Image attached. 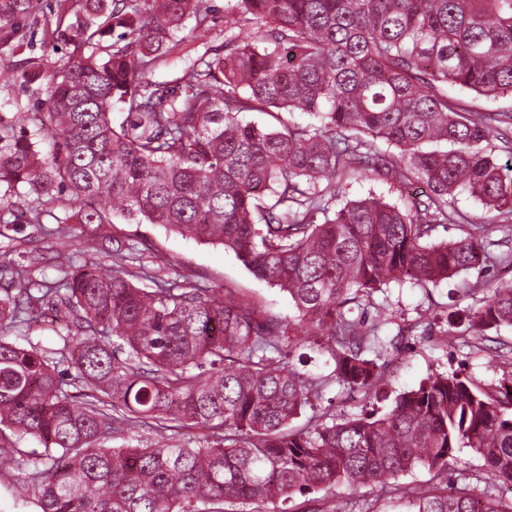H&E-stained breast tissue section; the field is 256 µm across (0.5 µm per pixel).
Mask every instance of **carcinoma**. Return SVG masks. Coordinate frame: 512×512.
<instances>
[{
  "instance_id": "carcinoma-1",
  "label": "carcinoma",
  "mask_w": 512,
  "mask_h": 512,
  "mask_svg": "<svg viewBox=\"0 0 512 512\" xmlns=\"http://www.w3.org/2000/svg\"><path fill=\"white\" fill-rule=\"evenodd\" d=\"M33 0H0V45L24 47ZM46 22L55 68L25 59L39 85L33 126L0 124V201L27 200L32 223L64 203L57 223L160 224L233 251L288 293L287 322L220 289L205 297L178 281L140 288L134 274L59 261L62 287L42 289L13 268L0 331H21L52 308L74 380L34 344L0 337V453L43 447L31 467L37 512H239L338 485L373 484L379 512L404 496L398 479L437 477L468 448L512 484V385L479 387L458 372L429 375L376 411L297 428L337 385L378 398L391 323L372 294L387 283L422 288L483 270L480 225L434 240L466 192L512 222V170L483 143L492 114L448 97V86L512 97V0H227L251 40L197 59L170 81L147 73L169 56L185 22L205 26L209 0H57ZM119 104L125 117L112 121ZM308 112L313 125L281 118ZM262 112L274 122L242 118ZM421 183L410 207L382 197L336 202L342 178ZM467 329L512 326V282ZM302 348L326 352L327 375L302 369ZM150 429L149 448L107 446L115 432ZM207 431L171 444L167 432ZM411 512H512V497L475 499L449 486L410 499Z\"/></svg>"
}]
</instances>
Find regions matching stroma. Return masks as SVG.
<instances>
[{
    "label": "stroma",
    "mask_w": 512,
    "mask_h": 512,
    "mask_svg": "<svg viewBox=\"0 0 512 512\" xmlns=\"http://www.w3.org/2000/svg\"><path fill=\"white\" fill-rule=\"evenodd\" d=\"M225 3L226 0H211L214 12L206 29L181 41L176 53L153 69L152 80H172L186 63L206 50L222 48L227 39L248 36V28H226ZM37 97L35 86L24 81L15 58L0 54V118L8 121L15 113L33 111ZM23 207L20 201L0 204V256L25 265L31 277L44 286L59 285L62 275L55 265L56 257L69 252L77 263H95L105 273L122 266L131 271L144 270L147 277L139 282L143 288L148 287L150 279L173 278L206 293L231 289L283 320L295 314L286 293L257 278L223 247L201 243L154 224H60L55 220L61 212L57 206L42 215L40 224H25L17 230L12 222ZM448 207L471 223L483 225V242L491 261L484 273H463L427 289L408 283L393 284L373 295V303L386 306L393 322L416 327L414 336L386 355V391L392 397L416 388L428 374L437 372L456 371L475 383L491 386L503 371L496 353L512 346L510 327L489 330L480 337L466 333L448 338L442 334L447 322L466 324L470 310L488 300L489 283L512 278V266L498 261L499 255L512 252V229L500 224L496 211L465 193L450 198ZM366 407V401L358 395L340 393L333 386L316 400L314 409L305 410L297 418L296 424L311 425L317 412L340 417L361 413ZM447 480L451 485L471 488L478 495L490 487L499 492L504 489L502 483L488 479L482 461L465 449L449 457ZM28 488L26 472L11 455L0 454V512H32L26 502ZM376 496V491L368 487L340 485L312 496L294 495L285 508L287 512H341L349 499L371 501Z\"/></svg>",
    "instance_id": "stroma-1"
}]
</instances>
